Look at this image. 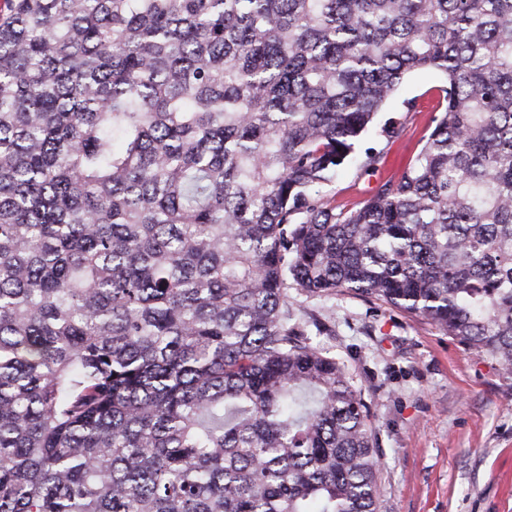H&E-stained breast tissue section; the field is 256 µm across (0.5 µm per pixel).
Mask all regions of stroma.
Returning a JSON list of instances; mask_svg holds the SVG:
<instances>
[{
  "mask_svg": "<svg viewBox=\"0 0 512 512\" xmlns=\"http://www.w3.org/2000/svg\"><path fill=\"white\" fill-rule=\"evenodd\" d=\"M446 86L437 71L407 74L322 194L348 209L397 179L434 128ZM389 122L397 137L385 135ZM369 150L380 160L361 166ZM289 296L299 316L323 325L312 344L345 363L370 407L378 512H512V387L490 361L375 300Z\"/></svg>",
  "mask_w": 512,
  "mask_h": 512,
  "instance_id": "1",
  "label": "stroma"
}]
</instances>
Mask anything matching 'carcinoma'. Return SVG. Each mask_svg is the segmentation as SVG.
I'll return each instance as SVG.
<instances>
[{
    "mask_svg": "<svg viewBox=\"0 0 512 512\" xmlns=\"http://www.w3.org/2000/svg\"><path fill=\"white\" fill-rule=\"evenodd\" d=\"M415 70L444 112L336 210ZM291 287L512 381V0H0V512H378ZM447 80L433 70L413 71L406 75L401 87L386 102L356 146L355 159L343 165L329 181L320 186L322 194L336 202L338 210L348 209L367 200L375 189L390 179H397L412 161L435 126L434 119L445 105ZM407 101L414 107L408 110ZM394 121L399 135L389 138L385 124ZM379 153V162L361 167L365 151Z\"/></svg>",
    "mask_w": 512,
    "mask_h": 512,
    "instance_id": "obj_1",
    "label": "carcinoma"
}]
</instances>
